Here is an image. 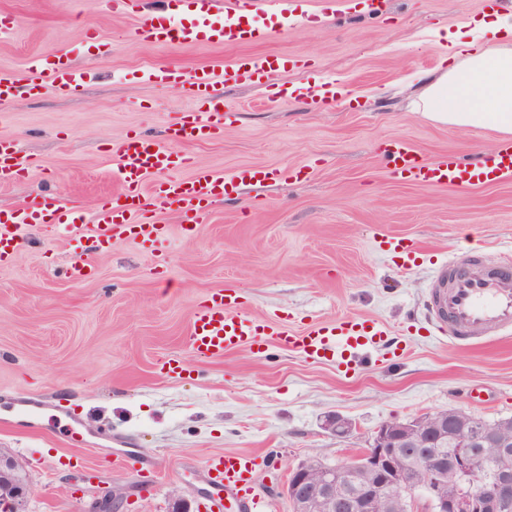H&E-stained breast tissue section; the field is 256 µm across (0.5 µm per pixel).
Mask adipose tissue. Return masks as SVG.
<instances>
[{"mask_svg": "<svg viewBox=\"0 0 512 512\" xmlns=\"http://www.w3.org/2000/svg\"><path fill=\"white\" fill-rule=\"evenodd\" d=\"M444 67L424 77L421 108L433 119L512 134V20L481 18L446 33Z\"/></svg>", "mask_w": 512, "mask_h": 512, "instance_id": "ef3b65f1", "label": "adipose tissue"}]
</instances>
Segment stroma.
I'll use <instances>...</instances> for the list:
<instances>
[{"instance_id": "1", "label": "stroma", "mask_w": 512, "mask_h": 512, "mask_svg": "<svg viewBox=\"0 0 512 512\" xmlns=\"http://www.w3.org/2000/svg\"><path fill=\"white\" fill-rule=\"evenodd\" d=\"M308 22L249 44L158 46L132 29L175 0H0L13 29L0 36V79H22L57 51L92 80L75 90L20 88L0 102V140L27 167L0 183V211L36 200L78 206L120 190L113 142L140 134L170 143L192 105L188 86L136 79L150 67L224 70L242 55L302 60L249 84L224 87V132L179 144V169L147 185L183 180L200 168L278 169L275 181L214 200L192 235L178 211L155 213L169 228L154 244L124 235L92 253L53 224L30 229L27 247L0 260V451L31 471L27 512H86L107 490L120 512H170L184 498L207 512L211 456L257 455L250 491L285 512L289 469L316 456L336 464L368 446L382 423L455 409L488 421L512 418V336L463 348L426 313L432 268L405 270L384 238H407L431 259L482 251L512 259V178L467 190L393 178L382 150L392 139L429 161H469L499 146L491 129L432 119L418 108L420 76L448 54L444 31L512 0H301ZM93 29L104 54L83 45ZM321 79L342 94L272 100L280 86ZM90 264L88 276L69 268ZM232 289L252 316L289 328L341 318L389 329L396 353L374 350L355 371L315 363L270 343L212 360L186 337L195 308ZM177 358L182 373L162 368ZM42 401L43 427L17 422L18 400ZM80 419L85 448L66 443L64 413ZM355 425L346 437L328 417ZM129 455L113 467L111 453Z\"/></svg>"}]
</instances>
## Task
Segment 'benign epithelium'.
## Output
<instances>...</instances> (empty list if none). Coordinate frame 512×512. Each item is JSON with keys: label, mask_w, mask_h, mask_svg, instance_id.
I'll return each mask as SVG.
<instances>
[{"label": "benign epithelium", "mask_w": 512, "mask_h": 512, "mask_svg": "<svg viewBox=\"0 0 512 512\" xmlns=\"http://www.w3.org/2000/svg\"><path fill=\"white\" fill-rule=\"evenodd\" d=\"M460 416L427 413L380 425L360 454L337 466L300 462L290 469L284 497L288 512H374L387 496L398 495L414 512L413 492L424 491L427 512H506L512 505V470L500 465L507 443L489 432L456 430L451 463L429 445L446 437ZM326 427L338 436L353 431L351 420L334 415ZM31 478L13 457L0 454V512H26ZM123 494L109 490L89 512H117Z\"/></svg>", "instance_id": "obj_1"}]
</instances>
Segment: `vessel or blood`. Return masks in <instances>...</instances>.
Returning a JSON list of instances; mask_svg holds the SVG:
<instances>
[{"label":"vessel or blood","mask_w":512,"mask_h":512,"mask_svg":"<svg viewBox=\"0 0 512 512\" xmlns=\"http://www.w3.org/2000/svg\"><path fill=\"white\" fill-rule=\"evenodd\" d=\"M184 18L174 21L166 15L148 17L136 35L152 43L228 44L248 43L268 35L272 21H259L257 0H231L223 9L218 0H180ZM283 61L274 55L237 58L224 73L202 67L190 71L172 68L149 69L143 77L189 85L197 106L187 121L174 129L181 142H204L217 138L224 125L223 81L249 82L261 74L279 71ZM34 80L55 92L82 86L89 72L70 64L66 54L39 58L31 66ZM112 152L120 162L122 189L112 200L99 203L89 218H82L66 205H57L53 214L35 205L0 212V259L21 250L25 244L23 229L53 219L56 228L68 233H89L92 242L104 245L113 237L130 234L140 242L161 239L164 225L139 221L140 213L159 208H174L186 224L199 223L212 201L241 184L272 179L269 171L240 168L229 173L199 169L188 180L170 181L146 191L147 175L171 170L185 164L178 151L146 136H133L113 143ZM384 158L394 173L432 187L470 188L501 178L512 177V141L502 142L492 153L473 162L447 158L436 163L422 159L407 141L393 140ZM25 168L10 144L0 142V181L23 176ZM429 318L440 333L461 343H475L492 336L512 332V264L488 266L480 250L436 263L429 297ZM385 329L377 322L341 318L318 324L294 335L288 333L277 316L259 321L242 314L235 298L227 293L212 296L210 303L196 308L188 331L189 346L205 359L224 357L244 345L270 336L305 358L336 361L341 365L357 363L361 354L385 340ZM256 466L249 454L218 456L209 470L216 487L213 503L244 491Z\"/></svg>","instance_id":"vessel-or-blood-1"}]
</instances>
